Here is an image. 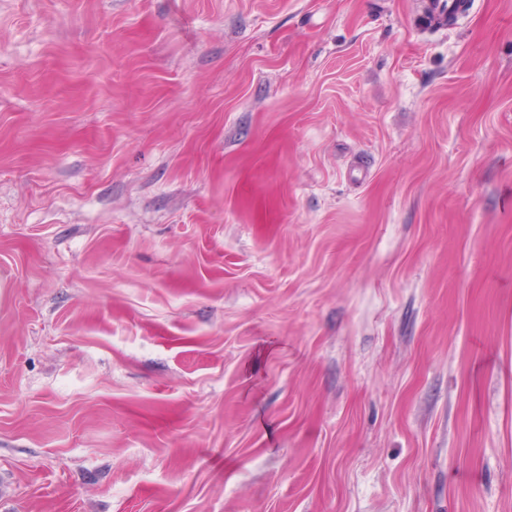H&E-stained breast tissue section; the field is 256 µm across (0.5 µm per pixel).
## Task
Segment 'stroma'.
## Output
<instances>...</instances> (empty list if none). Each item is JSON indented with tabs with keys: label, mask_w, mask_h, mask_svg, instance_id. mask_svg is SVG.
Returning <instances> with one entry per match:
<instances>
[{
	"label": "stroma",
	"mask_w": 512,
	"mask_h": 512,
	"mask_svg": "<svg viewBox=\"0 0 512 512\" xmlns=\"http://www.w3.org/2000/svg\"><path fill=\"white\" fill-rule=\"evenodd\" d=\"M0 0V512H512V0Z\"/></svg>",
	"instance_id": "35a3bbf8"
}]
</instances>
